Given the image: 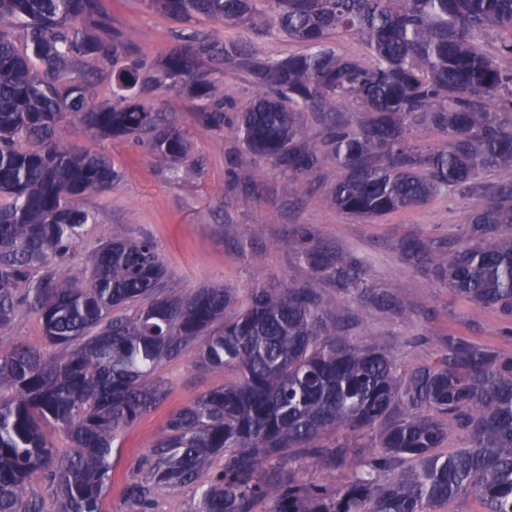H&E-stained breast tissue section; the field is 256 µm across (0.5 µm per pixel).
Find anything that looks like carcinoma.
Instances as JSON below:
<instances>
[{"instance_id":"carcinoma-1","label":"carcinoma","mask_w":512,"mask_h":512,"mask_svg":"<svg viewBox=\"0 0 512 512\" xmlns=\"http://www.w3.org/2000/svg\"><path fill=\"white\" fill-rule=\"evenodd\" d=\"M167 15L257 28L266 23L304 50L259 56L245 38L196 35L150 64L109 30L101 0H0V329L19 307L37 313L54 353L0 335V512H43L29 495L35 474L56 512H105L119 432L166 394L159 367L191 349L206 369L234 372L173 413L124 487L129 512H151L159 487L195 484L191 512H440L472 494L483 512H512V359L448 337L433 365L400 372L377 345L336 337L320 281L368 294L387 309L394 294L356 258L303 238L310 278L301 285L190 294L164 287L149 240L112 238L74 287L61 263L89 221L87 196L119 172L105 157L63 147L56 128L79 121L93 136L150 134L149 147L180 161V129L146 94L176 91L202 119L224 123L219 73L244 70L258 96L240 109L247 150L279 170L283 190L311 193L323 164L339 169L330 201L364 222L456 191L477 196L463 236L415 240L402 259L433 271L478 308L512 317V0H149ZM509 34L492 53L479 40ZM25 48L19 50L14 33ZM355 38L370 61L339 53ZM117 91L97 104L107 66ZM355 101L352 116L344 104ZM320 127L315 139L303 121ZM432 127L422 149L415 132ZM44 270L37 281L31 271ZM131 308L134 314H118ZM70 441L66 455L45 428ZM463 445L439 454L448 425ZM370 436L351 453L348 438ZM213 456L224 457L218 471ZM309 466L348 469L342 485L303 484Z\"/></svg>"}]
</instances>
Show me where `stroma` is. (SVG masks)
I'll list each match as a JSON object with an SVG mask.
<instances>
[{"label": "stroma", "instance_id": "stroma-1", "mask_svg": "<svg viewBox=\"0 0 512 512\" xmlns=\"http://www.w3.org/2000/svg\"><path fill=\"white\" fill-rule=\"evenodd\" d=\"M104 6L111 28L128 33L135 51L151 61L194 30L220 38H248L265 57L283 58L300 50L274 31L259 34L205 18L179 20L148 8L145 0H104ZM149 102L186 133L187 160L156 157L146 146L125 139L94 137L76 121L57 129L61 145L105 156L120 167L110 187L86 199L91 218L62 263L76 286H84L91 256L112 238L151 240L165 265L167 287L186 293L223 286L240 294L252 286L300 283L310 271L293 240L306 229L324 246L360 256L370 280L396 293L400 310L386 313L353 299L330 281H321L326 309L340 318L350 314L358 318L356 325L341 332L347 342L377 343L409 368L437 360L452 336L512 358V322L495 311L477 308L440 279L415 271L400 259L401 245L408 239L458 237L471 197L437 198L373 223L362 222L337 211L329 200L338 176L335 161L325 163L314 193L296 199L283 191L270 164L245 151L229 126L202 125L194 99L157 91ZM159 374L166 383L164 399L125 430L112 452L105 512H127L124 486L170 414L233 378L232 372L200 367L191 352L164 363Z\"/></svg>", "mask_w": 512, "mask_h": 512}]
</instances>
